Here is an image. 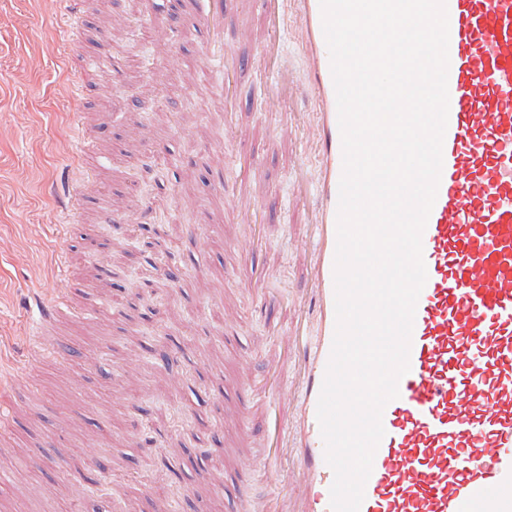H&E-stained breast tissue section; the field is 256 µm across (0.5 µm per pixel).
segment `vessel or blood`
<instances>
[{"mask_svg": "<svg viewBox=\"0 0 512 512\" xmlns=\"http://www.w3.org/2000/svg\"><path fill=\"white\" fill-rule=\"evenodd\" d=\"M268 25L290 17L310 54L320 158L315 250L304 307L314 349L295 347L297 512H331L317 402L336 316L334 259L341 133L320 0H265ZM449 112L437 198L423 233L410 370L383 412L385 435L360 512H512V0H446ZM67 298L38 304L35 325L69 318Z\"/></svg>", "mask_w": 512, "mask_h": 512, "instance_id": "1", "label": "vessel or blood"}]
</instances>
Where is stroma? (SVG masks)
I'll return each instance as SVG.
<instances>
[{
    "label": "stroma",
    "mask_w": 512,
    "mask_h": 512,
    "mask_svg": "<svg viewBox=\"0 0 512 512\" xmlns=\"http://www.w3.org/2000/svg\"><path fill=\"white\" fill-rule=\"evenodd\" d=\"M84 8L68 25L56 0H0V380L17 416L0 512H288L274 422L298 403L288 339L315 323L294 313L319 176L312 106L288 101L305 49L292 27L269 37L259 0H225L220 61L195 30L202 0ZM70 179L89 202L68 225ZM66 292L75 315L43 344L76 356L32 358L29 296ZM103 474L111 494H91Z\"/></svg>",
    "instance_id": "35a3bbf8"
}]
</instances>
